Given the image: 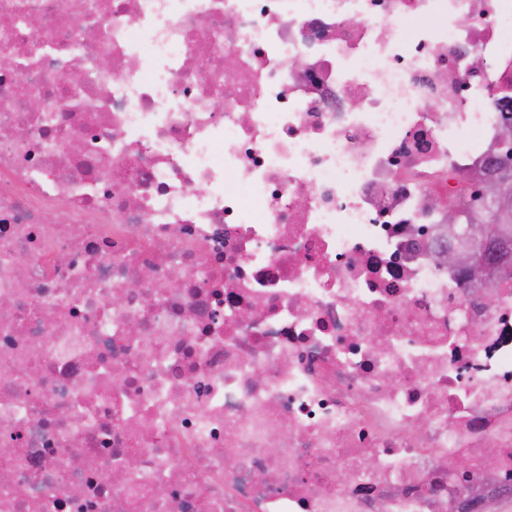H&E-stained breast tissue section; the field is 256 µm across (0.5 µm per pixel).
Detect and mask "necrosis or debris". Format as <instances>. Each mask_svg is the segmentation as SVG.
Wrapping results in <instances>:
<instances>
[{
    "label": "necrosis or debris",
    "instance_id": "necrosis-or-debris-1",
    "mask_svg": "<svg viewBox=\"0 0 512 512\" xmlns=\"http://www.w3.org/2000/svg\"><path fill=\"white\" fill-rule=\"evenodd\" d=\"M510 22L0 0V512L512 500V281L434 258L435 197L485 211Z\"/></svg>",
    "mask_w": 512,
    "mask_h": 512
}]
</instances>
